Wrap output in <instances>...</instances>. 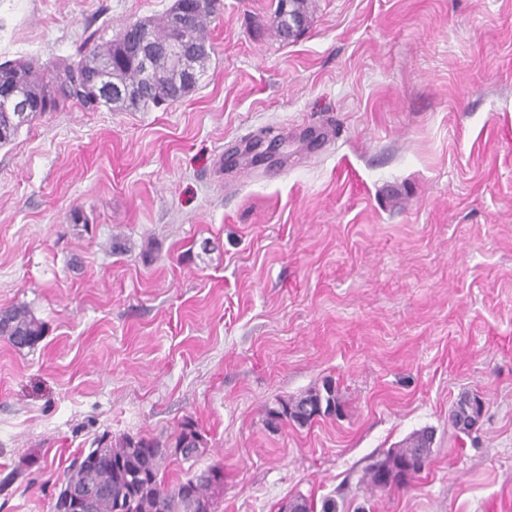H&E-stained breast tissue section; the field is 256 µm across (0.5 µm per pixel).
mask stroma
Here are the masks:
<instances>
[{
    "label": "stroma",
    "mask_w": 512,
    "mask_h": 512,
    "mask_svg": "<svg viewBox=\"0 0 512 512\" xmlns=\"http://www.w3.org/2000/svg\"><path fill=\"white\" fill-rule=\"evenodd\" d=\"M174 2L0 0V63L44 74ZM275 7L216 0L181 100L68 105L0 147V309L47 327L0 339V478L36 455L0 512H53L75 453L187 418L207 449L165 479L223 466L218 512H512V0H306L290 40ZM266 129L279 160L239 156ZM327 377L344 417L265 429ZM424 428L419 477L367 491ZM287 12H288V37L284 35V32L287 29V27H286L287 16L283 13V8L281 6L278 7V3H277L276 10L274 12L273 23L275 24L277 30L280 32L281 36L284 39L288 38V40H290V39L294 38L297 34H299L302 31V29L304 28L305 23H306V16L301 13H297V12L293 13L288 8H287ZM46 325L20 307L0 309V338L19 351L35 347L45 336ZM433 433V430L427 428L418 430L410 434L394 448H388L380 453L376 460L368 467L365 476L366 482L374 488H387V485L379 484L376 478L377 471L385 468L396 476V485L389 487H400L409 483L429 464L432 447L430 448L427 443L433 436Z\"/></svg>",
    "instance_id": "35a3bbf8"
}]
</instances>
